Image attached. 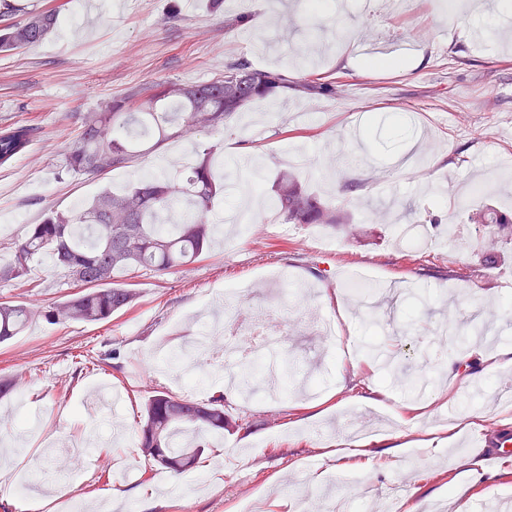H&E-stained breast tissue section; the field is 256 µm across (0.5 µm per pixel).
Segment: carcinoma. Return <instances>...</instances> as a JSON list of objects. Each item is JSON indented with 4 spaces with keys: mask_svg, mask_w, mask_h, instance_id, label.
Listing matches in <instances>:
<instances>
[{
    "mask_svg": "<svg viewBox=\"0 0 512 512\" xmlns=\"http://www.w3.org/2000/svg\"><path fill=\"white\" fill-rule=\"evenodd\" d=\"M70 0L25 13L0 0V52L34 46L52 33ZM288 90L307 95L336 93L333 82L293 81L288 73L252 67L243 57L224 63V74L208 82L185 85L165 82L144 96L108 98L85 120L78 139L68 149L65 162L74 174H103L126 166L172 137L197 128L217 132L226 119L246 107L268 102ZM33 128L14 124L0 130V164L23 154L32 142ZM213 148L198 151V160L181 183L151 178L121 195L105 192L87 207L72 213L51 211L31 225L14 248L10 266L1 279H19L34 258L47 254L52 266L70 277L77 291L40 316L57 324L108 321L129 308L136 293L114 282L118 273H167L187 266L208 250L214 232L209 213L224 183L211 169ZM187 197L192 209L177 224H160L159 217ZM287 224L346 223L339 210L308 193L288 171L279 174L271 202ZM479 237L512 241V215L484 206L470 217ZM35 317L23 304L0 302V343L19 335ZM186 425L208 434L231 427L224 414V397L206 403L174 397L164 391L150 396L145 405L139 445L144 456L174 473L197 466L201 446L184 448L176 441L177 428Z\"/></svg>",
    "mask_w": 512,
    "mask_h": 512,
    "instance_id": "cac0c4a2",
    "label": "carcinoma"
}]
</instances>
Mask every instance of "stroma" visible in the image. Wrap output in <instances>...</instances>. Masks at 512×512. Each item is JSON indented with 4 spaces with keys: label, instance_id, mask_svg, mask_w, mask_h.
<instances>
[{
    "label": "stroma",
    "instance_id": "obj_1",
    "mask_svg": "<svg viewBox=\"0 0 512 512\" xmlns=\"http://www.w3.org/2000/svg\"><path fill=\"white\" fill-rule=\"evenodd\" d=\"M72 0L41 43L0 53V129L34 127L28 151L0 165V268L49 211L124 192L147 173L176 179L185 152L215 150L214 172L230 189L209 219L206 257L133 281L131 308L101 324L38 318L0 344V379H21L0 398V512H120L110 492L146 498L148 512H471L482 499L512 500V464L457 459L453 448L489 422H512L496 392L512 383L464 355L483 328L488 352L512 348V242L482 261L472 209L512 211V13L502 0H105L88 14ZM501 27L473 30L475 13ZM242 25L228 28V18ZM377 44L375 66L359 42ZM284 68L299 79L338 82L336 94L299 92L234 114L223 130L166 142L111 173L76 175L65 154L90 112L112 96L157 83L196 84L231 58ZM356 127L359 141L344 133ZM355 153L359 164L342 169ZM308 192L344 205L348 226L301 224L289 234L274 210L252 209L232 186L257 183L272 197L280 171ZM432 227L431 248L409 252L396 226ZM469 237L454 247L449 229ZM336 239L327 248L321 238ZM233 283L244 296L227 293ZM50 260L22 279H0V301L47 308L70 294ZM273 312L271 346L256 368L261 393L225 384L220 360L188 350L213 317L254 336L245 319ZM339 321L358 349L341 356L322 323ZM196 402L223 394L232 429L209 434L197 467L160 469L139 448L154 390ZM39 471L41 490L18 492Z\"/></svg>",
    "mask_w": 512,
    "mask_h": 512
}]
</instances>
